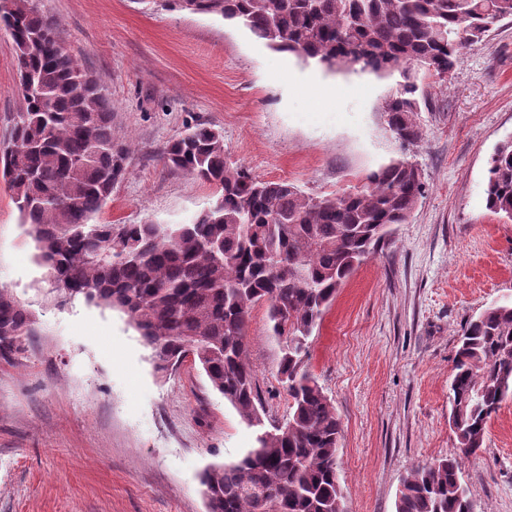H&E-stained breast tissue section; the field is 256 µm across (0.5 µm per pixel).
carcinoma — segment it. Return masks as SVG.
<instances>
[{
  "mask_svg": "<svg viewBox=\"0 0 512 512\" xmlns=\"http://www.w3.org/2000/svg\"><path fill=\"white\" fill-rule=\"evenodd\" d=\"M169 11L219 16L278 51L336 71L399 76L383 112L394 135L420 132L418 73L444 78L465 49L512 18V0H147ZM0 5V30L15 47L21 111L0 145L26 233L47 269L50 294L125 314L167 373L192 357L211 387L249 425L263 426L246 328L268 306L281 341L278 374L286 420L257 446L203 472L207 512H343L341 421L308 368L310 338L355 265L404 223L423 194L418 168L393 160L367 184L313 197L287 181L255 177L228 162L224 138L200 124L171 140L166 166L215 189V201L188 224H103L96 220L122 180L128 144L112 131L108 90L55 48V21L36 0ZM490 210L512 221V140L491 158ZM35 315L0 289V361L15 363ZM448 457L415 466L396 512H472L459 478L483 448L488 422L512 399V301H495L469 320L453 359Z\"/></svg>",
  "mask_w": 512,
  "mask_h": 512,
  "instance_id": "1",
  "label": "carcinoma"
}]
</instances>
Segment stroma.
<instances>
[{
	"label": "stroma",
	"instance_id": "stroma-1",
	"mask_svg": "<svg viewBox=\"0 0 512 512\" xmlns=\"http://www.w3.org/2000/svg\"><path fill=\"white\" fill-rule=\"evenodd\" d=\"M56 37L112 96L126 174L98 219L187 224L214 190L170 170L161 152L198 124L254 176L313 196L361 188L405 157L424 193L408 220L338 288L312 339L309 369L341 420L345 512H396L403 478L447 457L452 360L462 329L512 297V222L486 206L488 161L512 139V19L465 50L446 79L421 76L418 143L382 110L396 80L330 72L268 48L244 26L150 0H38ZM12 40L0 32V143L22 100ZM12 192L0 177V288L37 316L16 364L0 361V512H207L201 475L254 447L244 422L185 362L155 371L118 311L57 305ZM247 348L265 428L288 416L266 305ZM460 480L476 512H512V401L489 423Z\"/></svg>",
	"mask_w": 512,
	"mask_h": 512
}]
</instances>
